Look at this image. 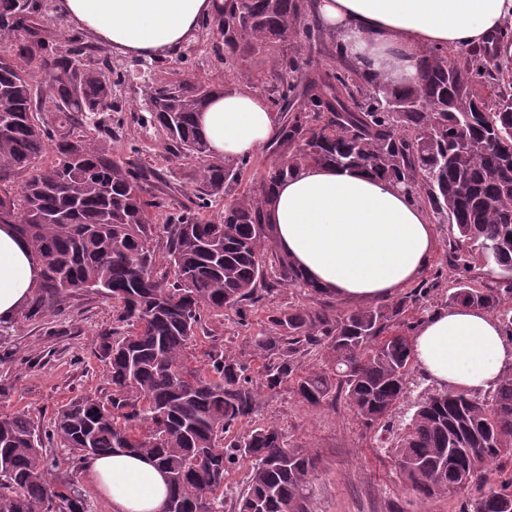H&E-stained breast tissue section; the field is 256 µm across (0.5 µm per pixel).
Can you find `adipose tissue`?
<instances>
[{
    "label": "adipose tissue",
    "instance_id": "1",
    "mask_svg": "<svg viewBox=\"0 0 512 512\" xmlns=\"http://www.w3.org/2000/svg\"><path fill=\"white\" fill-rule=\"evenodd\" d=\"M222 0H56L66 21L133 59L165 58L216 17ZM318 22L365 72L413 82L427 46L469 49L512 23V0H314ZM217 159L250 156L276 141L281 123L260 94L229 88L197 117ZM268 220L280 253L305 279L339 301L370 304L418 281L436 248L427 212L402 184L362 170L297 168L274 190ZM41 267L12 225L0 224V320L12 319L40 285ZM418 368L436 384L479 393L512 370V341L485 310L435 311L414 333ZM82 476L106 494L112 512H163L164 471L130 454L86 461Z\"/></svg>",
    "mask_w": 512,
    "mask_h": 512
}]
</instances>
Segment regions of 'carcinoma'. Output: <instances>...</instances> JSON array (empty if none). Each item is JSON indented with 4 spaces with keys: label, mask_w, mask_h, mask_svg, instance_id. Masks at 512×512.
I'll list each match as a JSON object with an SVG mask.
<instances>
[{
    "label": "carcinoma",
    "mask_w": 512,
    "mask_h": 512,
    "mask_svg": "<svg viewBox=\"0 0 512 512\" xmlns=\"http://www.w3.org/2000/svg\"><path fill=\"white\" fill-rule=\"evenodd\" d=\"M53 10V0H0V114L10 120L0 129V224L15 225L41 261L27 319L43 318L72 292L112 297V324L95 340L112 392L105 400L71 398L44 432L25 410L0 415V502L10 512H89L71 476L52 478L58 459L46 448L56 444L75 464L116 452L152 459L167 476L165 512H224V477L239 461L250 468L231 512H310L316 454L288 443L275 424L245 435L234 428L253 420L262 390L283 385L304 405L342 397L366 425L385 420L404 399L415 362L407 313L438 290L442 271L396 301L342 311L277 252L265 220L270 195L309 164L407 186L449 225L448 265L462 278L445 304L479 307L512 337V58L427 47L418 81L396 87L358 71L338 41L333 64L301 81L299 56L323 41L307 23L313 0H224L216 17L224 57L264 58V71L242 70L239 79L262 87L280 111L270 149L283 160L224 205L219 219L203 222L185 208L157 224L158 174L74 133L112 106L117 83L85 67L92 46L81 37L49 47L52 31L41 17ZM215 93L189 79L146 91L151 122L173 158L207 153L195 116ZM42 112L56 114L52 127ZM49 141L57 162L40 171ZM246 165L202 167L194 205L229 192ZM286 286L321 300L271 311L269 332L252 343L258 369L226 344L209 346L203 366L189 363L206 316L230 310L247 326L265 296ZM309 355L319 357L317 367L301 368ZM394 461L403 486L427 499L489 483L491 464L511 470L512 372L482 397L451 385L426 393ZM472 512H512V477L489 487Z\"/></svg>",
    "instance_id": "carcinoma-1"
}]
</instances>
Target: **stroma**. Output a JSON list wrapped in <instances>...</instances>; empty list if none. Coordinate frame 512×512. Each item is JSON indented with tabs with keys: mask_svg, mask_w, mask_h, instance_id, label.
<instances>
[{
	"mask_svg": "<svg viewBox=\"0 0 512 512\" xmlns=\"http://www.w3.org/2000/svg\"><path fill=\"white\" fill-rule=\"evenodd\" d=\"M222 38L215 21L202 24L194 38L172 57L135 60L113 55L120 85L116 108L106 115V129L93 123L78 128L90 138L110 136L112 150L121 159L171 175L172 184L161 193L156 222L179 210L193 198L202 159L179 161L166 150L165 135L147 123L142 105L148 86L195 79L220 88H235L240 67L260 71V59L232 64L213 52ZM292 302L314 305L312 297L283 288L264 299L248 327L238 325L234 314L210 316V335L250 359L252 338L267 324L270 310ZM110 297L79 291L70 294L51 316L31 321L17 315L0 326V414L28 410L35 421L50 426L58 408L73 395L108 396L112 390L107 368L94 353L95 337L112 322ZM433 381L413 371L406 397L386 425L366 427L345 401L336 406L312 408L298 403L288 389L264 393L258 399L255 424L280 425L292 444L311 449L322 466L315 481L311 512H462L463 503L476 497L444 496L420 499L406 492L392 466V449L413 405Z\"/></svg>",
	"mask_w": 512,
	"mask_h": 512,
	"instance_id": "35a3bbf8",
	"label": "stroma"
}]
</instances>
